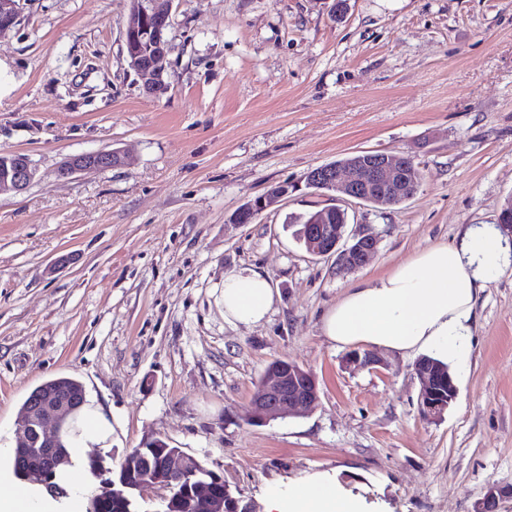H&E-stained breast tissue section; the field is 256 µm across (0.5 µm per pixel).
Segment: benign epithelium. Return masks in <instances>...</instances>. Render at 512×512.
<instances>
[{
	"label": "benign epithelium",
	"mask_w": 512,
	"mask_h": 512,
	"mask_svg": "<svg viewBox=\"0 0 512 512\" xmlns=\"http://www.w3.org/2000/svg\"><path fill=\"white\" fill-rule=\"evenodd\" d=\"M23 0H0V38L13 31L20 20ZM172 0H130L124 27V44L129 64L139 77L142 87L150 95L167 90L163 61L168 52L165 31L170 25ZM123 155L116 150H101L69 157L61 166L59 175L69 178L117 167ZM36 175L28 155L0 153V193H20L27 189ZM418 184L414 159L410 155L386 152H354L340 162L312 169L305 177L311 188L322 185L335 196L347 201L357 200L386 209L403 203L413 196ZM301 189L299 184L278 183L243 204L234 217V223L253 221L266 208ZM347 212L334 205L311 214L303 229L306 251L315 257L336 256V270L352 271L362 267L376 252L377 235L367 231L354 239L350 246L341 247ZM377 359L369 351L355 350L347 357V364L359 368L376 365ZM414 374L420 382L419 407L426 409L429 421L442 419L455 401L457 387L450 374L420 360L414 364ZM319 402L315 374L294 362L277 361L265 372L262 391L250 405V415L263 421L279 417L302 416ZM73 412L70 400L56 392L38 391L28 399L20 420L21 438L16 451L20 452L36 440L44 448L43 454L31 469L54 470L60 465L55 446L63 432L68 430ZM200 463L194 456L182 451L172 453L163 462L164 476L153 484L137 487L148 494L158 489H170L172 482L196 478L198 496L209 503L210 512H223L224 501L214 497L212 481L199 476ZM512 495V488L492 485L477 502L475 512H496L498 501Z\"/></svg>",
	"instance_id": "1"
}]
</instances>
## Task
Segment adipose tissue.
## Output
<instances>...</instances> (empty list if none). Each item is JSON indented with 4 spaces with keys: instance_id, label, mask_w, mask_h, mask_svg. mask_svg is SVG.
<instances>
[{
    "instance_id": "adipose-tissue-1",
    "label": "adipose tissue",
    "mask_w": 512,
    "mask_h": 512,
    "mask_svg": "<svg viewBox=\"0 0 512 512\" xmlns=\"http://www.w3.org/2000/svg\"><path fill=\"white\" fill-rule=\"evenodd\" d=\"M511 259L512 250L493 225L469 227L457 244L429 246L386 275L354 283L325 315L322 334L337 348L363 344L461 365L476 296ZM277 298L261 272L227 273L224 321L236 328L259 325ZM268 512H361V505L335 485L314 482L285 495L273 493Z\"/></svg>"
}]
</instances>
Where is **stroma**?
<instances>
[{
    "label": "stroma",
    "instance_id": "1",
    "mask_svg": "<svg viewBox=\"0 0 512 512\" xmlns=\"http://www.w3.org/2000/svg\"><path fill=\"white\" fill-rule=\"evenodd\" d=\"M173 0L168 90L130 68L129 0H25L0 40V153L37 174L0 195V466L43 381L70 376L105 422L72 446L120 462L163 439L223 476L253 512L271 489L340 482L364 512H474L512 486V264L480 294L457 398L418 408L414 358L346 363L322 319L352 282L389 272L512 198V0ZM125 165L60 178L69 156ZM357 151L407 153L415 194L347 203L343 238L373 231L363 267L308 254L288 214L331 205L303 188ZM298 192L252 223L232 218L268 185ZM265 273L280 300L252 328L225 323L226 272ZM312 370L307 415L247 421L273 361Z\"/></svg>",
    "mask_w": 512,
    "mask_h": 512
}]
</instances>
